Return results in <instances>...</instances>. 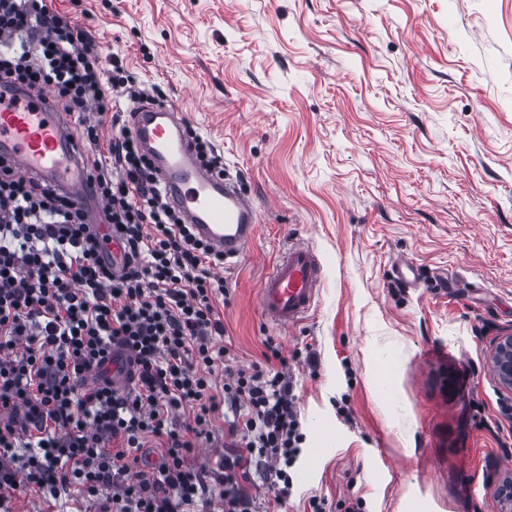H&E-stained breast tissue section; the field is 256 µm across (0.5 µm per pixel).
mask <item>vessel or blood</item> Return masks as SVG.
Here are the masks:
<instances>
[{"label": "vessel or blood", "mask_w": 512, "mask_h": 512, "mask_svg": "<svg viewBox=\"0 0 512 512\" xmlns=\"http://www.w3.org/2000/svg\"><path fill=\"white\" fill-rule=\"evenodd\" d=\"M51 99L48 90L29 94L0 85V155L9 159L16 175L47 182L79 204L90 222H98L105 202L91 193L85 153L65 114L49 110ZM129 131L198 236L225 257L241 255L256 235L259 206L199 164L184 116L172 106L145 101L131 110ZM322 280L313 248L305 242L290 244L261 281L263 317L280 330L294 328L314 309ZM106 376L114 390L133 388L131 366L120 349H113Z\"/></svg>", "instance_id": "b4317fda"}]
</instances>
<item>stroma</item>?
Returning <instances> with one entry per match:
<instances>
[{"instance_id": "1", "label": "stroma", "mask_w": 512, "mask_h": 512, "mask_svg": "<svg viewBox=\"0 0 512 512\" xmlns=\"http://www.w3.org/2000/svg\"><path fill=\"white\" fill-rule=\"evenodd\" d=\"M211 141L261 207L226 259L223 344L273 338L305 441L255 512H498L512 421L489 366L512 327V0H52ZM323 264L313 311L258 307L289 242ZM420 270L395 279L397 257Z\"/></svg>"}]
</instances>
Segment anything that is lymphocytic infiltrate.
Here are the masks:
<instances>
[{"label":"lymphocytic infiltrate","instance_id":"lymphocytic-infiltrate-1","mask_svg":"<svg viewBox=\"0 0 512 512\" xmlns=\"http://www.w3.org/2000/svg\"><path fill=\"white\" fill-rule=\"evenodd\" d=\"M2 81L51 90L72 117L127 263L113 275L83 209L0 157V507L24 491L83 512L108 488L103 512H196L218 483L220 512H253L240 482L255 469L284 502L305 435L272 366L282 353L269 337L262 361L235 366L218 344L224 257L169 205L124 125L121 101L144 90L49 0H0ZM116 346L135 369L127 393L98 374ZM221 415L230 450L197 466ZM150 443L164 451L154 471L139 467Z\"/></svg>","mask_w":512,"mask_h":512}]
</instances>
